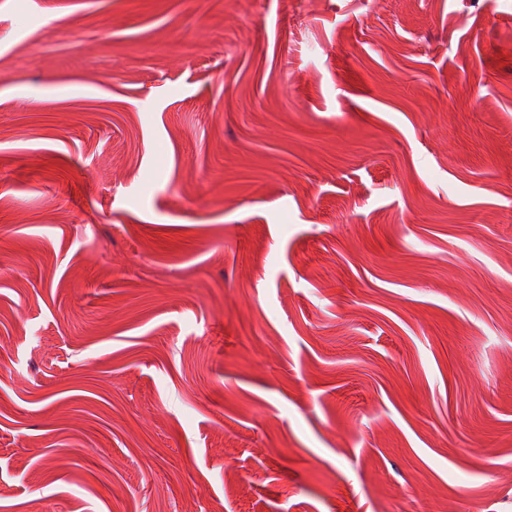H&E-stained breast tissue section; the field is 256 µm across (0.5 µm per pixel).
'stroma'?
<instances>
[{
  "instance_id": "1",
  "label": "stroma",
  "mask_w": 512,
  "mask_h": 512,
  "mask_svg": "<svg viewBox=\"0 0 512 512\" xmlns=\"http://www.w3.org/2000/svg\"><path fill=\"white\" fill-rule=\"evenodd\" d=\"M512 512V0H0V512Z\"/></svg>"
}]
</instances>
